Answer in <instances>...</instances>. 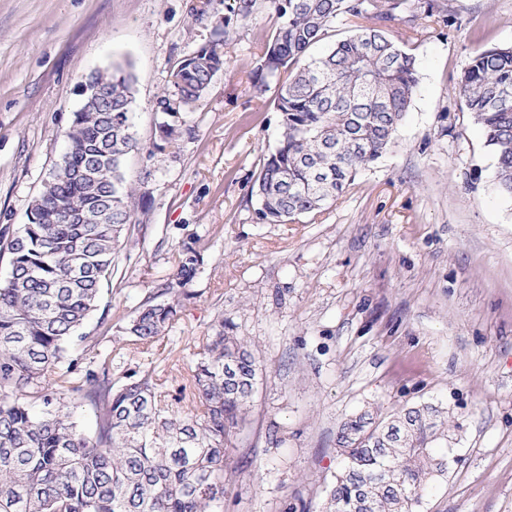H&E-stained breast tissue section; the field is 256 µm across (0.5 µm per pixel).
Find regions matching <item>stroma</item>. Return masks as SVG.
<instances>
[{"label": "stroma", "mask_w": 512, "mask_h": 512, "mask_svg": "<svg viewBox=\"0 0 512 512\" xmlns=\"http://www.w3.org/2000/svg\"><path fill=\"white\" fill-rule=\"evenodd\" d=\"M412 2L388 28L418 76L390 147L320 214L267 224L252 188L280 138L277 90L256 92L253 77L270 9L232 27L223 71L183 114L192 136L156 154L155 100L209 43L224 0H0V229L28 223L80 82L130 70L139 148L125 172L148 219L118 249L100 304L124 320L165 302L196 244L203 263L155 364L190 367L222 318L261 364L222 512H320L346 417L422 401L447 405L462 461L421 512H512V197L496 191L494 153L458 96L478 48L512 46V0H435L427 24L425 0Z\"/></svg>", "instance_id": "obj_1"}]
</instances>
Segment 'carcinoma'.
Returning a JSON list of instances; mask_svg holds the SVG:
<instances>
[{
    "mask_svg": "<svg viewBox=\"0 0 512 512\" xmlns=\"http://www.w3.org/2000/svg\"><path fill=\"white\" fill-rule=\"evenodd\" d=\"M275 23L262 48L254 87L278 80L281 136L256 178L257 215L286 224L319 213L357 171L391 145L418 84L415 58L387 33L407 0H265ZM260 0H232L214 39L182 60L172 90L155 103L160 152L192 129L181 111L206 94L224 69L230 25H246ZM342 16L362 21L321 56ZM109 90L99 107L82 100L64 130L65 157L30 205L29 223L4 250L10 275L0 282V512H221L226 447L245 424L259 361L234 324L221 319L199 342L195 368L174 395L153 368L112 383L116 330L145 350L173 328L185 286L201 263L183 248L163 284L166 303L140 306L122 324L101 316L104 335L80 332L99 307L117 247L133 221L140 184L127 180L124 157L138 149L131 104L134 77L98 71ZM461 110L486 134L496 156V190L512 197V46L476 53L461 78ZM87 406L94 434L73 421ZM448 408L420 402L386 417L365 410L337 434L340 467L322 512H421L448 477Z\"/></svg>",
    "mask_w": 512,
    "mask_h": 512,
    "instance_id": "obj_1",
    "label": "carcinoma"
}]
</instances>
